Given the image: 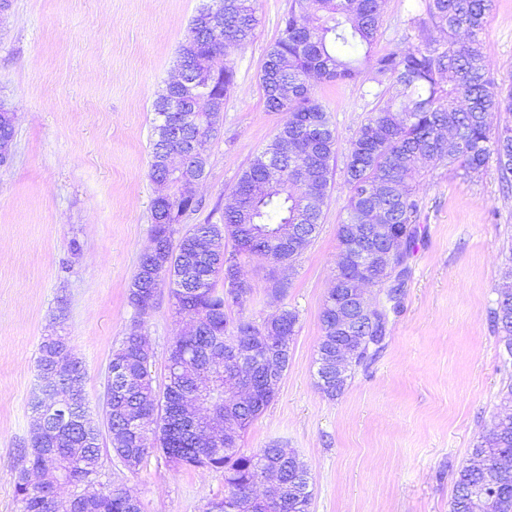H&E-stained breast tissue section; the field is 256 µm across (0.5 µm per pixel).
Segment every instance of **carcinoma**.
<instances>
[{"mask_svg": "<svg viewBox=\"0 0 512 512\" xmlns=\"http://www.w3.org/2000/svg\"><path fill=\"white\" fill-rule=\"evenodd\" d=\"M424 16L414 19L419 28L432 24L446 34V41L423 40L373 56L380 27V0H295L284 28L270 45L259 77L266 110L281 112L286 120L276 138H288V154H270L281 172L278 183L266 174L263 155L256 156L238 178L234 204L224 211L221 224H194L173 240L175 229L165 214L184 215L200 208L196 198L185 196L187 177L166 168L171 129L188 110L189 96L172 100L163 88L157 95L151 143L150 177L171 184L172 192L154 199L151 209L150 245L142 254L128 287V300L139 316L148 314L155 291L166 286L174 310L191 318L192 330L169 347L168 375L162 394L153 386L150 365L153 352L146 345L141 324H135L112 351V400L102 407L99 421L89 417L87 399L77 390L74 404L79 424L67 436L52 440L50 456L44 442L31 439L21 450L15 479L20 512H47L48 495L56 484H69L70 512H143L141 502L121 485L106 490L95 487L101 439L107 436L113 456L129 472L140 470L150 450L162 452L177 468H202L224 473V497L207 504L206 512H308L309 482L291 486L294 471L288 459L304 465L289 448L271 444L248 451L241 447L246 430L273 401L263 392L253 402L224 391L222 417L204 422L201 433L211 440L191 442L178 433L180 415L193 396L207 388L206 380L228 385L231 365L224 359V337H261L271 342L275 360L288 367L289 350L281 344L292 340L298 314L283 309L274 318L257 324L249 319L233 321L226 309L240 306L228 299L218 284L238 273L242 255L270 263L295 261L320 232L322 206L329 196L337 154L336 128L330 113L311 91L312 78L326 82H355L365 64L376 74L392 79L396 97L372 111L349 142L344 162V181L349 191L346 218L337 225L340 251L334 287L320 313L321 336L317 345V387L335 399L345 391L351 373L329 378L326 367L336 353V343L356 345L355 366L370 363L381 349L377 333L386 332L388 311L399 303L394 297L366 307L364 327L349 336L336 325V309L352 302L351 281L382 286L385 258L367 264L355 244L366 224H384L390 235L404 236L405 257H410L418 233L420 209L413 189L406 185L409 173L420 161L461 168L466 174L496 164L503 192L512 188V126L492 130L490 116L512 112V86H497L489 77L490 66L478 40L492 13L494 0H423ZM257 0H224V15L205 13L200 7L178 49L181 76L208 85L211 102L193 112L188 134L205 145L221 129L224 99L235 84V71L224 63L228 44L245 46L258 25ZM14 115L0 112V142H12ZM317 162L312 178L298 184L296 171ZM234 243V250L226 242ZM495 332L506 352L512 353V288L498 293L490 311ZM66 337H43L37 370L54 369L66 358ZM142 415L135 431L126 418ZM502 429L476 441L473 464L458 472L450 512H471V490L481 486L487 472L505 454L512 455V415ZM282 466L284 486L277 497L258 495L255 488L265 472ZM486 512H512V481L488 487Z\"/></svg>", "mask_w": 512, "mask_h": 512, "instance_id": "cac0c4a2", "label": "carcinoma"}]
</instances>
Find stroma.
Returning <instances> with one entry per match:
<instances>
[{"mask_svg":"<svg viewBox=\"0 0 512 512\" xmlns=\"http://www.w3.org/2000/svg\"><path fill=\"white\" fill-rule=\"evenodd\" d=\"M200 3L11 0L0 20V105L16 116L13 160L0 168V512H19L14 482L35 429L43 336L55 327L66 336L97 413L112 350L134 324L154 352L160 385L170 343L190 327L167 290L143 319L127 291L161 191L149 176L153 103L176 75L178 47ZM292 3L258 0L254 39L225 51L235 84L195 188L202 206L181 227L220 223L241 172L284 120L266 111L259 75ZM422 12L421 0H382L376 53L422 35L441 39L435 27L414 28ZM481 40L495 84H512V0H497ZM380 85L314 82L340 145L376 107ZM409 181L422 205L399 310L376 359L336 399L317 388L314 358L336 275V228L347 213L342 165L334 167L320 233L292 268L276 274L258 258L241 261L248 293L229 309L231 319L259 323L284 308L299 316L288 369L242 445L295 449L311 477L309 512H449L459 468L504 411L499 390L512 356L489 312L512 246V195L503 194L492 164L470 177L423 161ZM97 481L123 485L143 512H205L224 495L223 473L177 468L157 451L135 474L102 454Z\"/></svg>","mask_w":512,"mask_h":512,"instance_id":"35a3bbf8","label":"stroma"}]
</instances>
